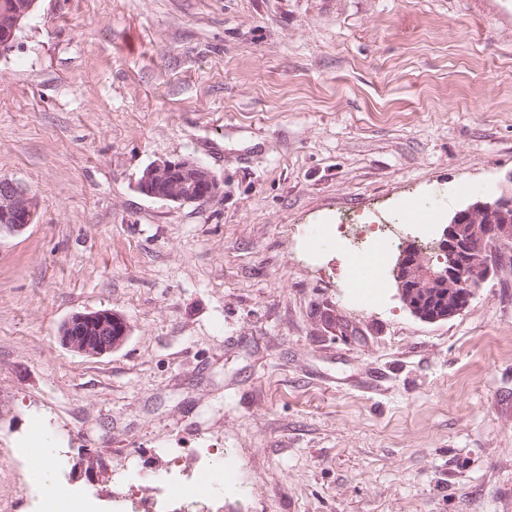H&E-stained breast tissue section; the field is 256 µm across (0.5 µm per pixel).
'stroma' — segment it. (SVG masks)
<instances>
[{"mask_svg":"<svg viewBox=\"0 0 512 512\" xmlns=\"http://www.w3.org/2000/svg\"><path fill=\"white\" fill-rule=\"evenodd\" d=\"M176 158L220 194L138 192ZM0 177L39 200L0 236V512H52L36 420L89 512L219 459L209 512H512V266L428 322L393 277L437 255L413 232L373 302L314 233L512 196V0H38L0 57ZM100 310L120 347L62 344ZM128 332V325L120 315L102 310L73 315L62 325L60 336L70 350L99 356L121 345ZM34 431L35 435L28 442V447L24 448L34 464L32 478L41 485L46 499L56 502L61 494L52 469L54 436L41 421L35 423Z\"/></svg>","mask_w":512,"mask_h":512,"instance_id":"obj_1","label":"stroma"}]
</instances>
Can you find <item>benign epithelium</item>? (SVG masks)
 Returning <instances> with one entry per match:
<instances>
[{
    "label": "benign epithelium",
    "instance_id": "benign-epithelium-1",
    "mask_svg": "<svg viewBox=\"0 0 512 512\" xmlns=\"http://www.w3.org/2000/svg\"><path fill=\"white\" fill-rule=\"evenodd\" d=\"M36 0H16L12 20L0 26V55L11 52L15 46L21 21L34 9ZM137 190L163 202L186 204L215 196L220 184L205 165L188 158L164 160L148 166L137 181ZM38 211L37 197L16 181L0 179V233H18L34 223ZM491 217L502 215L495 224L467 225L477 214ZM512 238V196H501L492 202L477 201L458 211L443 230L439 266L420 255L405 260L407 248L400 255L394 276L405 305L418 317L427 321L448 319L461 312L473 297L476 288L497 273L486 256V238ZM446 286L454 294L448 309L432 316L425 315L413 301V288ZM129 329L126 321L110 310L75 314L61 327L63 344L70 350L89 356L111 352L123 343Z\"/></svg>",
    "mask_w": 512,
    "mask_h": 512
}]
</instances>
